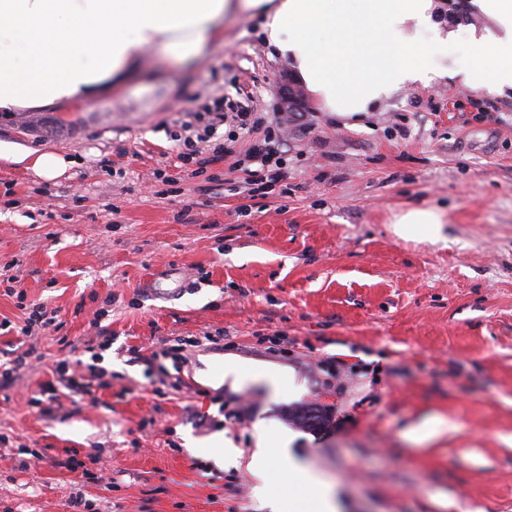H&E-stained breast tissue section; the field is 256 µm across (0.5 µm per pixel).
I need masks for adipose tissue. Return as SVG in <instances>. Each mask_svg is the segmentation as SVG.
I'll return each instance as SVG.
<instances>
[{"mask_svg": "<svg viewBox=\"0 0 512 512\" xmlns=\"http://www.w3.org/2000/svg\"><path fill=\"white\" fill-rule=\"evenodd\" d=\"M470 2L484 25L448 26L439 0H0V109L89 102L123 88L146 55L191 64L222 38L226 21L257 15L268 46L319 112H369L409 86L448 75L474 90L512 93V0ZM462 39L474 50L469 65L432 61L436 48ZM393 225L405 239L447 240L444 215L432 207L403 210ZM206 374L234 390L251 382L277 393L294 384L286 370L237 357ZM293 439L285 431L271 437L260 421L251 453L221 434L212 444L218 463L246 466L255 478L260 512H339L328 480H319L318 496L282 497L269 451Z\"/></svg>", "mask_w": 512, "mask_h": 512, "instance_id": "ef3b65f1", "label": "adipose tissue"}]
</instances>
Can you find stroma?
<instances>
[{
	"mask_svg": "<svg viewBox=\"0 0 512 512\" xmlns=\"http://www.w3.org/2000/svg\"><path fill=\"white\" fill-rule=\"evenodd\" d=\"M290 76L247 17L191 68L0 112V147L69 161L52 179L0 161V280L61 323L21 335L0 288V366L32 353L0 387V512H69L78 492L94 512H258L250 474L217 467L206 440L250 449L259 418L297 434L342 512H512V99L448 77L358 120L285 114ZM226 101L278 129L285 177L251 196L235 164L250 137L198 175L179 158L175 134ZM411 207L444 213L447 244L394 234ZM228 355L293 371L302 395L198 380ZM64 360L93 393L43 408ZM313 406L316 430L299 421ZM431 415L447 433L403 438Z\"/></svg>",
	"mask_w": 512,
	"mask_h": 512,
	"instance_id": "obj_1",
	"label": "stroma"
}]
</instances>
